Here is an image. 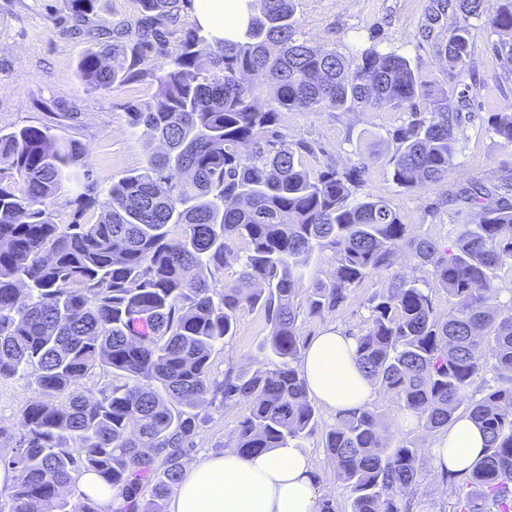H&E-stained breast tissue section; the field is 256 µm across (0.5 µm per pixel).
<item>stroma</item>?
<instances>
[{"label": "stroma", "instance_id": "stroma-1", "mask_svg": "<svg viewBox=\"0 0 512 512\" xmlns=\"http://www.w3.org/2000/svg\"><path fill=\"white\" fill-rule=\"evenodd\" d=\"M429 0H298L301 34L311 44L335 49L345 58L377 46L418 65L427 80L446 84V63L438 47L455 15H447L437 26L428 24ZM60 0H0V126L30 124L52 126L64 142L80 144L83 156L98 179H118L140 168L145 161L148 136L131 130L124 106L146 102L156 92L151 75L139 81L90 91L77 77V63L87 43L66 36ZM428 38H421L422 29ZM494 35L481 22L471 29L473 66L481 85L469 96L456 130L458 152L448 169L447 181L426 189L407 192L393 184L382 161L391 145L386 132L407 122L403 111L356 110L353 112H282L280 129L292 139H304L322 148L338 164L346 165L377 155L366 174L364 191L390 201L399 212L408 233L444 241L453 225L475 222L476 212L466 206L440 207L449 190L472 180L496 182L504 166H512V147L505 148L488 132L486 119L493 112H512V74H504L488 44ZM379 285L367 280L338 314L303 322L304 339L318 336L332 326L357 331L365 310V297ZM268 327L262 313L243 312L237 334L224 349L212 356L213 373L223 376L229 365L246 364ZM37 386L25 378L0 381V455L9 454L19 435L23 409L40 400ZM244 405L213 408L202 426L189 461L223 452L231 446ZM307 449L319 479L320 494L332 499L336 512H347V489L335 477V465L315 434ZM433 466H426L412 512H451L449 487Z\"/></svg>", "mask_w": 512, "mask_h": 512}]
</instances>
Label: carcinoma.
I'll use <instances>...</instances> for the list:
<instances>
[{
	"mask_svg": "<svg viewBox=\"0 0 512 512\" xmlns=\"http://www.w3.org/2000/svg\"><path fill=\"white\" fill-rule=\"evenodd\" d=\"M139 2L134 27L113 30L90 25L97 0H62L71 31L89 42L78 63L88 89L132 83L150 55L162 59L154 99L125 106L129 128L150 133L143 166L101 188L77 146L49 127H0V380L30 378L43 395L0 457L16 473L8 512H106L86 493L61 494L81 470L112 489V512H163L206 404L247 403L233 445L242 459L306 447L320 415L299 371L301 325L341 310L373 276L381 287L363 303L356 355L413 433L388 436L374 404L336 417L324 445L350 512H412L424 436L463 416L486 444L451 491L453 512H512V299L494 304L497 271L512 261V167L451 194L477 221L453 225L440 243L408 236L388 200L361 194L367 162L308 167L303 156L317 147L278 127L284 110H403L409 120L388 132L385 164L397 187L417 191L447 178L466 95L450 102L395 53L370 46L348 61L310 44L297 0H254L241 42H213L197 24L172 42L165 28L188 0ZM482 3L433 0L430 21L461 15L441 45L450 81L472 72V19L500 35L490 49L512 74V0L486 18ZM264 84L275 88L267 107ZM487 125L512 146L511 112ZM79 167L84 191L59 222L55 202ZM400 247L427 276L392 269ZM325 254L333 271L321 278L311 267ZM231 261L237 278L226 287ZM432 282L451 303L445 317ZM246 310L263 311L269 332L255 367L230 366L219 379L212 354ZM487 368L495 384L475 387ZM97 372L109 376L97 394L73 389Z\"/></svg>",
	"mask_w": 512,
	"mask_h": 512,
	"instance_id": "1",
	"label": "carcinoma"
}]
</instances>
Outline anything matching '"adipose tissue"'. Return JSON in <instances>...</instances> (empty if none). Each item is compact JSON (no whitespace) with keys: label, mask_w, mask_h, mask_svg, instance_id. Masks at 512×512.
<instances>
[{"label":"adipose tissue","mask_w":512,"mask_h":512,"mask_svg":"<svg viewBox=\"0 0 512 512\" xmlns=\"http://www.w3.org/2000/svg\"><path fill=\"white\" fill-rule=\"evenodd\" d=\"M199 24L218 39H243L247 0H195ZM310 393L335 413L372 401L374 390L356 359V340L331 327L308 343L300 363ZM484 438L466 418L458 420L432 450L433 463L467 471L480 457ZM318 481L309 454L275 448L243 459L227 451L186 468L170 512H316Z\"/></svg>","instance_id":"obj_1"}]
</instances>
